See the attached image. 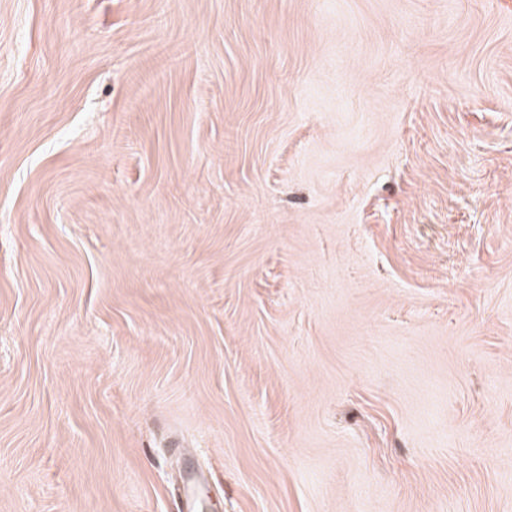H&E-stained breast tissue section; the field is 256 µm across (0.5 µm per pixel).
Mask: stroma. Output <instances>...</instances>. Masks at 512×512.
<instances>
[{"label": "stroma", "mask_w": 512, "mask_h": 512, "mask_svg": "<svg viewBox=\"0 0 512 512\" xmlns=\"http://www.w3.org/2000/svg\"><path fill=\"white\" fill-rule=\"evenodd\" d=\"M512 512V0H0V512Z\"/></svg>", "instance_id": "stroma-1"}]
</instances>
